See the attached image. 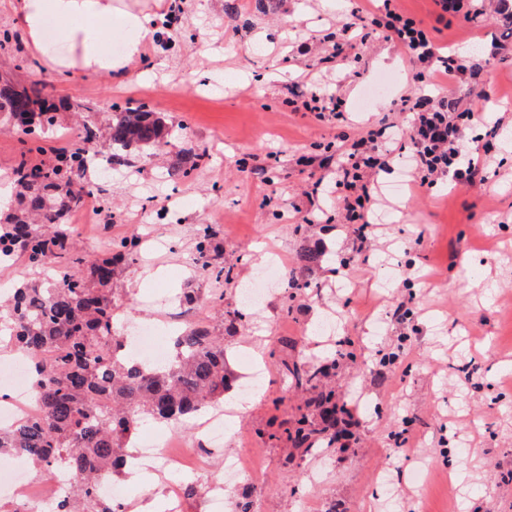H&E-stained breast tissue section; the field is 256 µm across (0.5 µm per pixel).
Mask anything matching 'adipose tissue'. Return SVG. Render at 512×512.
<instances>
[{
	"mask_svg": "<svg viewBox=\"0 0 512 512\" xmlns=\"http://www.w3.org/2000/svg\"><path fill=\"white\" fill-rule=\"evenodd\" d=\"M17 22L35 49H42L47 18L58 23V36L67 43L68 55H45L47 66L59 77L74 74L124 76L156 34L149 14L137 12L121 0H18ZM128 26L129 43L124 57L115 58L104 46L106 27L113 17Z\"/></svg>",
	"mask_w": 512,
	"mask_h": 512,
	"instance_id": "obj_1",
	"label": "adipose tissue"
}]
</instances>
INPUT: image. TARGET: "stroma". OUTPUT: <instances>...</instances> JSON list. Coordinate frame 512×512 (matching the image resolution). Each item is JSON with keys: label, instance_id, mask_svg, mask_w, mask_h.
Listing matches in <instances>:
<instances>
[{"label": "stroma", "instance_id": "stroma-1", "mask_svg": "<svg viewBox=\"0 0 512 512\" xmlns=\"http://www.w3.org/2000/svg\"><path fill=\"white\" fill-rule=\"evenodd\" d=\"M148 13L156 39L132 67L134 80L84 74L60 79L46 67L17 23L16 0H0V82H45L48 102L70 101L41 134L43 153L97 129L98 166L112 152L108 125L126 105H142L168 128L163 155L133 151L73 212L69 227L86 255L136 233L165 239L120 277L131 323L156 319L151 295L215 290L224 307L240 306L238 282L215 284L193 264L197 232L219 231L222 261L248 280L261 254L281 258V275L301 253H319L310 287L284 311L274 283L262 311L244 321L206 310L205 323L224 337L227 367L239 395L255 354L264 384L252 408L229 418L224 453L262 448L259 473L239 480L236 496L251 512H368L381 503L377 472H386L398 512H512V30L497 24L488 0L475 16L438 19L433 0H395L420 19L435 42L477 80L431 88L485 122L468 141L485 143L487 182L480 187L409 184L402 158L366 179L387 201L375 202V230L358 240L346 218L336 167L380 118L404 124L389 103L413 95V64L392 41L374 37L347 51L351 67L325 57L355 8L367 0H126ZM496 42L508 51L493 54ZM324 99L323 117L295 111L296 92ZM342 104L346 120L333 108ZM202 146L206 158L188 177L171 172L177 154ZM406 181L402 195L388 190ZM341 349L348 356L317 388L354 404L356 439L347 452L322 446L299 455L284 434L305 410L311 390L295 386L287 363H319ZM416 434L409 455L388 447Z\"/></svg>", "mask_w": 512, "mask_h": 512}]
</instances>
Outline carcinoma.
I'll return each mask as SVG.
<instances>
[{
	"label": "carcinoma",
	"mask_w": 512,
	"mask_h": 512,
	"mask_svg": "<svg viewBox=\"0 0 512 512\" xmlns=\"http://www.w3.org/2000/svg\"><path fill=\"white\" fill-rule=\"evenodd\" d=\"M43 88L0 87V112L27 109L25 130L33 141L46 124L57 121L44 106ZM110 161L128 163L131 148L160 151L167 145L165 126L156 113L129 107L109 127ZM97 154V132L85 125L75 147L56 152L49 165L33 164L26 157L14 165L18 209L0 226V261L20 257L33 268L48 263L61 273L58 279L24 283L0 307V334L11 348L38 360V417L21 420L8 431L0 430V449L14 448L37 469L53 470L65 456L77 481L65 512H125L118 501L102 498L96 481L102 471L124 474L128 441L139 424L153 420L168 424L189 418L224 399L232 378L224 360V337L206 327L188 328L176 336V354L167 364L145 371L137 360L110 341L119 318L120 268L139 257L138 237L112 243L110 253L90 259L75 256L67 223L92 194L82 175ZM205 158V149L184 150L173 171L184 176ZM210 224L199 230L194 260L217 284L234 279V270L219 262L222 248ZM317 254H303L283 291V309H291L294 294L309 287L306 273L318 262ZM296 384L316 387L326 375L323 366L295 364L289 369ZM311 410L287 431L293 447L311 453L324 442L336 441L346 408L336 402L334 391L320 392L310 401Z\"/></svg>",
	"instance_id": "obj_1"
}]
</instances>
